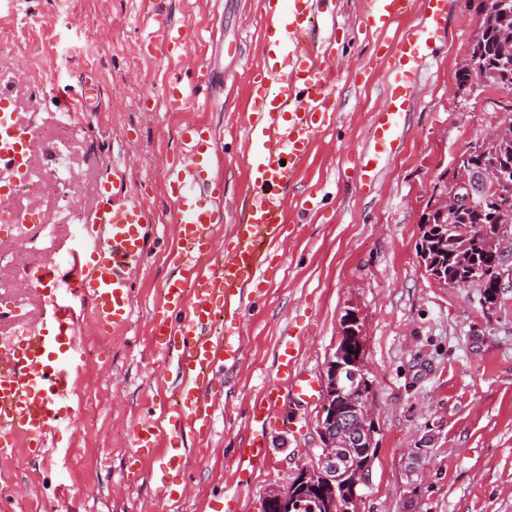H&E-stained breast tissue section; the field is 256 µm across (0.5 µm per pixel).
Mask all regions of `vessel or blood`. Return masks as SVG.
I'll use <instances>...</instances> for the list:
<instances>
[{"instance_id": "obj_1", "label": "vessel or blood", "mask_w": 512, "mask_h": 512, "mask_svg": "<svg viewBox=\"0 0 512 512\" xmlns=\"http://www.w3.org/2000/svg\"><path fill=\"white\" fill-rule=\"evenodd\" d=\"M423 3L425 23L401 35L385 71L384 103L374 119V134L360 154V182L377 180L396 154L403 135L417 75L432 39L448 22V0H370L363 18L367 31L386 40L395 24L415 3ZM267 58L248 89L244 129L245 166L250 176L245 215L234 224L224 244L214 232L224 221V182L215 168L218 146L206 125L181 132L183 155L168 170L167 191L175 202L171 222L181 245L172 259L153 312L157 355L167 373L156 382L166 398L159 417L139 422L132 431L133 448H153V496L179 502L185 490L174 480L189 453L186 440L210 435L215 422L211 398L217 372L233 371L244 352L241 318L261 294L267 263L285 240L288 190L309 158L318 132L337 118L334 89L341 73L332 58L336 18L334 0H263ZM147 12L158 25L157 40L144 42L143 53L182 61L187 33L161 7L147 0ZM210 69L196 65L192 85L170 88V102L206 97ZM9 147L0 149V165L20 169L25 162L26 129H0ZM97 205L85 225L78 249L67 265L48 264L34 274L43 288L45 309L39 332H25L0 341V464L17 453L42 455L62 419L71 372L83 359L77 339V305H90L98 328L125 329L134 309V281L151 240L157 233L154 212L123 190L120 174L101 181ZM213 258L211 269L201 267ZM65 282L69 298L59 301L53 290ZM299 338L289 333L279 343L281 384L268 386L251 407L252 421L265 424L281 393L313 401L314 376L290 374L298 360ZM268 456L264 441L239 449L238 467L254 468Z\"/></svg>"}]
</instances>
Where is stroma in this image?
<instances>
[{
	"mask_svg": "<svg viewBox=\"0 0 512 512\" xmlns=\"http://www.w3.org/2000/svg\"><path fill=\"white\" fill-rule=\"evenodd\" d=\"M166 2L189 34L193 62L214 76L206 100L177 108L166 99L171 64L139 49L153 30L141 0H0V91L29 132L38 175L52 178L54 151L67 155L73 175L67 196L47 188L16 201L54 228L40 236L39 263L77 248L64 228L89 223L96 186L116 162L160 226L137 275L129 328L105 333L87 316L78 324L85 355L67 417L43 456H18L0 476L10 512H166L152 497L153 454L130 446L133 424L157 395L152 373L163 368L151 330L177 247L166 171L180 157L181 130L209 124L224 177L225 219L215 233L223 240L245 207L248 87L266 51L260 0ZM336 25V63L356 78L337 85L338 118L318 134L288 191L286 239L242 321L244 359L214 383L215 432L195 442L175 512H214L234 492L239 512H263L269 490L311 464L321 446L320 398L279 400L265 464L241 474L236 455L253 437L250 405L277 379L280 337L300 335L298 370L322 377L350 312L364 339L376 443L357 512H512V280L489 303L478 286L431 279L418 254L435 186L504 120L493 106L502 92L466 99L458 89L478 16L468 0H450L448 29L422 68L401 148L369 186L359 183L356 160L382 102L376 65L386 50L366 30L359 0H336ZM23 251L22 241H0V303L36 325L43 299L11 265Z\"/></svg>",
	"mask_w": 512,
	"mask_h": 512,
	"instance_id": "35a3bbf8",
	"label": "stroma"
}]
</instances>
